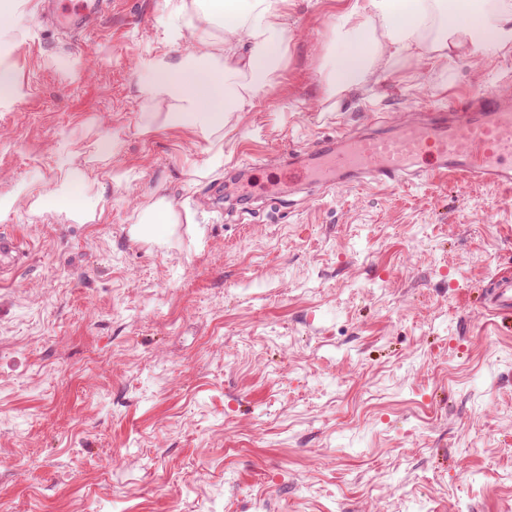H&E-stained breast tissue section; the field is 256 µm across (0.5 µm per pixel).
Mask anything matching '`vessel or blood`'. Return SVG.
I'll use <instances>...</instances> for the list:
<instances>
[{"label":"vessel or blood","instance_id":"obj_1","mask_svg":"<svg viewBox=\"0 0 512 512\" xmlns=\"http://www.w3.org/2000/svg\"><path fill=\"white\" fill-rule=\"evenodd\" d=\"M112 0H46L44 19L70 33L94 31ZM375 134L344 132L317 140L307 161L289 158L273 177L250 184L249 193L271 194L280 184L318 192L330 185L382 187L414 181L444 185L512 188V102L494 94L469 95L437 112L398 122L386 132V119L371 116ZM483 300L497 318L512 319V276L489 280Z\"/></svg>","mask_w":512,"mask_h":512}]
</instances>
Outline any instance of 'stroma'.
<instances>
[{
    "instance_id": "stroma-1",
    "label": "stroma",
    "mask_w": 512,
    "mask_h": 512,
    "mask_svg": "<svg viewBox=\"0 0 512 512\" xmlns=\"http://www.w3.org/2000/svg\"><path fill=\"white\" fill-rule=\"evenodd\" d=\"M346 0H289L284 68L210 144L153 125L136 70L161 0H121L72 42L31 6L8 60L0 194L58 180L61 144L112 136L106 216L18 202L24 250L0 279V512H507L512 335L480 307L512 268V191L448 182L242 203L258 180L367 115L512 90V52L410 61L331 103L322 66ZM166 198L192 223L147 235Z\"/></svg>"
}]
</instances>
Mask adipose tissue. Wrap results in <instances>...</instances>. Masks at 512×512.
<instances>
[{"label":"adipose tissue","instance_id":"obj_1","mask_svg":"<svg viewBox=\"0 0 512 512\" xmlns=\"http://www.w3.org/2000/svg\"><path fill=\"white\" fill-rule=\"evenodd\" d=\"M167 49L138 62L142 91L152 102L147 124L186 128L217 145L206 165H223L219 144L236 112L252 109L283 66L290 24L288 0H162ZM336 53L326 78L328 98L378 80L414 60L432 67L464 53L480 62L488 48H512V0H350L333 28ZM62 183L37 195L31 212L62 197L67 219L101 221L106 181H91V161L61 150ZM96 192H88L89 184Z\"/></svg>","mask_w":512,"mask_h":512}]
</instances>
